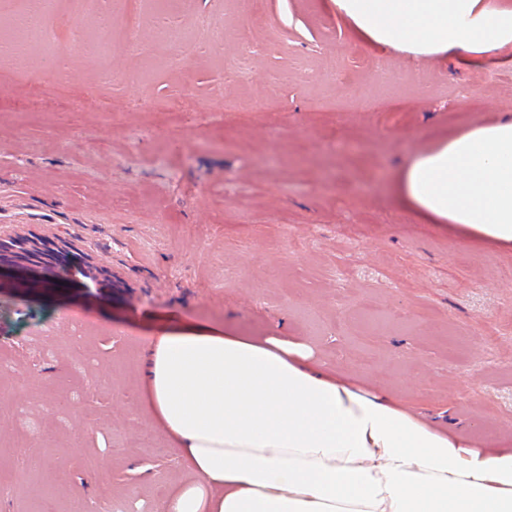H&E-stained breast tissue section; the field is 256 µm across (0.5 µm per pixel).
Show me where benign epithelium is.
Returning <instances> with one entry per match:
<instances>
[{
  "label": "benign epithelium",
  "mask_w": 512,
  "mask_h": 512,
  "mask_svg": "<svg viewBox=\"0 0 512 512\" xmlns=\"http://www.w3.org/2000/svg\"><path fill=\"white\" fill-rule=\"evenodd\" d=\"M8 257L13 260L16 270L13 279L20 277L27 281L41 283L37 271L45 266H58L67 270L69 255L65 241H49L16 229L0 227V260Z\"/></svg>",
  "instance_id": "1"
}]
</instances>
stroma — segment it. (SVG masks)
<instances>
[{"label": "stroma", "instance_id": "1", "mask_svg": "<svg viewBox=\"0 0 512 512\" xmlns=\"http://www.w3.org/2000/svg\"><path fill=\"white\" fill-rule=\"evenodd\" d=\"M104 7L108 28L51 0L52 47L0 48V225L114 273L0 286V512H97L106 481L123 512H157L186 469L143 408L142 349L180 319L308 343L436 427L512 444V252L391 195L412 156L512 117V59L415 62L357 42L328 0H180L178 49L153 9ZM200 16L224 25L218 51Z\"/></svg>", "mask_w": 512, "mask_h": 512}]
</instances>
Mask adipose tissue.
Segmentation results:
<instances>
[{"label":"adipose tissue","mask_w":512,"mask_h":512,"mask_svg":"<svg viewBox=\"0 0 512 512\" xmlns=\"http://www.w3.org/2000/svg\"><path fill=\"white\" fill-rule=\"evenodd\" d=\"M356 41L481 64L512 49V0H330ZM397 203L512 249V118L409 159ZM143 404L192 475L159 512H512V448L442 433L309 344L186 324L146 347Z\"/></svg>","instance_id":"1"}]
</instances>
